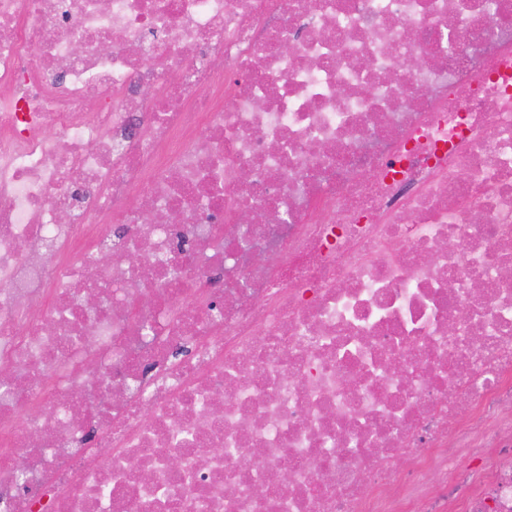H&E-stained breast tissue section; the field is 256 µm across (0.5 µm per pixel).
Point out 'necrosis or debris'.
<instances>
[{
  "label": "necrosis or debris",
  "mask_w": 512,
  "mask_h": 512,
  "mask_svg": "<svg viewBox=\"0 0 512 512\" xmlns=\"http://www.w3.org/2000/svg\"><path fill=\"white\" fill-rule=\"evenodd\" d=\"M507 267L512 0H0V512H512Z\"/></svg>",
  "instance_id": "4bbe7bcc"
}]
</instances>
